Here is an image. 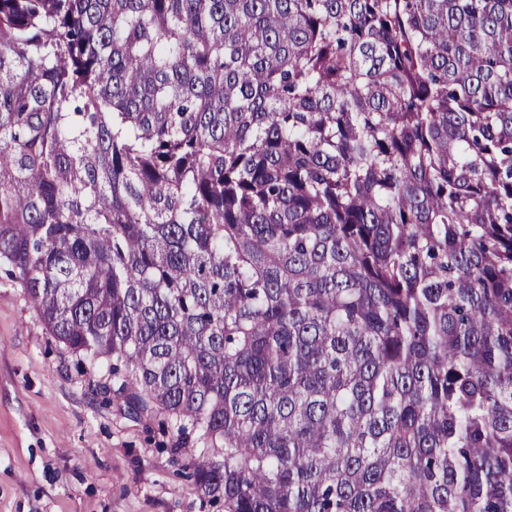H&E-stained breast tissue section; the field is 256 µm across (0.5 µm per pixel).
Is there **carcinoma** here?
<instances>
[{"instance_id": "obj_1", "label": "carcinoma", "mask_w": 512, "mask_h": 512, "mask_svg": "<svg viewBox=\"0 0 512 512\" xmlns=\"http://www.w3.org/2000/svg\"><path fill=\"white\" fill-rule=\"evenodd\" d=\"M217 512H512V0H0V265Z\"/></svg>"}]
</instances>
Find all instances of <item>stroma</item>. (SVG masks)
Here are the masks:
<instances>
[{
	"mask_svg": "<svg viewBox=\"0 0 512 512\" xmlns=\"http://www.w3.org/2000/svg\"><path fill=\"white\" fill-rule=\"evenodd\" d=\"M0 269V512H213L155 418L96 390Z\"/></svg>",
	"mask_w": 512,
	"mask_h": 512,
	"instance_id": "1",
	"label": "stroma"
}]
</instances>
